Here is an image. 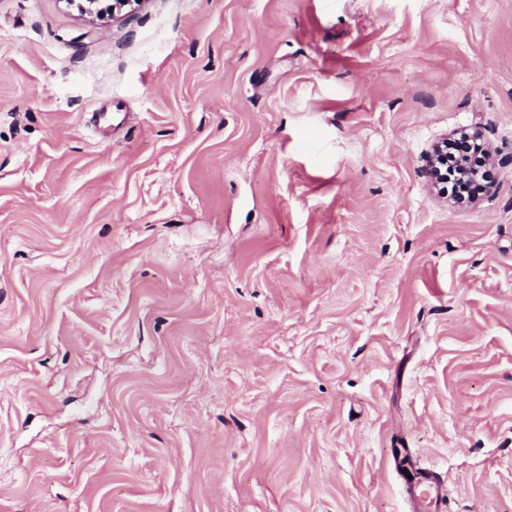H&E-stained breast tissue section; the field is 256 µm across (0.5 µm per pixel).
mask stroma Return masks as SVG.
Segmentation results:
<instances>
[{
    "mask_svg": "<svg viewBox=\"0 0 512 512\" xmlns=\"http://www.w3.org/2000/svg\"><path fill=\"white\" fill-rule=\"evenodd\" d=\"M404 448L512 512V0H0V512H408ZM466 143V154L460 152V142ZM460 162L467 166L468 172L461 171ZM487 156L484 153L480 138L473 133L460 135L455 140L448 141L447 163L441 165L451 187V194L457 200L471 199L479 195L486 187L485 170ZM447 173V175H446Z\"/></svg>",
    "mask_w": 512,
    "mask_h": 512,
    "instance_id": "stroma-1",
    "label": "stroma"
}]
</instances>
